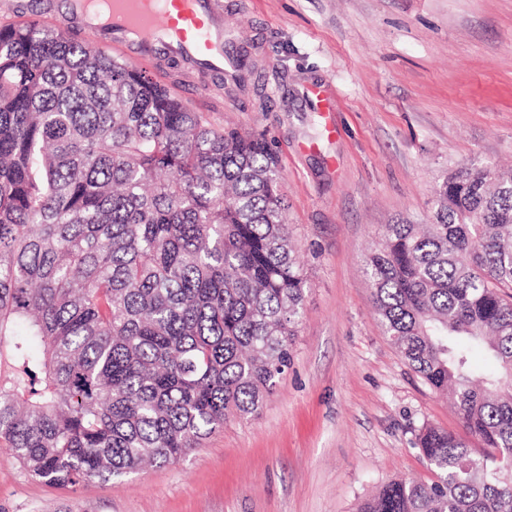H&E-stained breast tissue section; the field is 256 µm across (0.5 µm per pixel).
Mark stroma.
<instances>
[{"mask_svg": "<svg viewBox=\"0 0 512 512\" xmlns=\"http://www.w3.org/2000/svg\"><path fill=\"white\" fill-rule=\"evenodd\" d=\"M224 23L253 48L246 88L144 67L214 126L275 144L307 280L291 364L258 413L120 482L56 490L0 448V512H356L390 480L430 478L420 427L463 431L385 336L365 261L384 225L428 223L462 164L512 169V0H224Z\"/></svg>", "mask_w": 512, "mask_h": 512, "instance_id": "stroma-1", "label": "stroma"}]
</instances>
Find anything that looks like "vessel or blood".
<instances>
[{
  "instance_id": "1",
  "label": "vessel or blood",
  "mask_w": 512,
  "mask_h": 512,
  "mask_svg": "<svg viewBox=\"0 0 512 512\" xmlns=\"http://www.w3.org/2000/svg\"><path fill=\"white\" fill-rule=\"evenodd\" d=\"M77 23L99 31L112 30V47L119 53L136 48L137 62L150 59L157 44L225 79L236 73L240 39L224 26L222 0H111L105 16L75 12Z\"/></svg>"
}]
</instances>
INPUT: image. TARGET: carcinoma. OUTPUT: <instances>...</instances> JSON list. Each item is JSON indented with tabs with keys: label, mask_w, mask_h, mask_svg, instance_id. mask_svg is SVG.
Instances as JSON below:
<instances>
[{
	"label": "carcinoma",
	"mask_w": 512,
	"mask_h": 512,
	"mask_svg": "<svg viewBox=\"0 0 512 512\" xmlns=\"http://www.w3.org/2000/svg\"><path fill=\"white\" fill-rule=\"evenodd\" d=\"M277 163L265 135L215 128L94 43L0 25V447L32 478L120 481L258 412L306 292ZM366 273L465 435L422 426L433 478L358 512H512V176L459 167L430 223L386 225Z\"/></svg>",
	"instance_id": "1"
}]
</instances>
